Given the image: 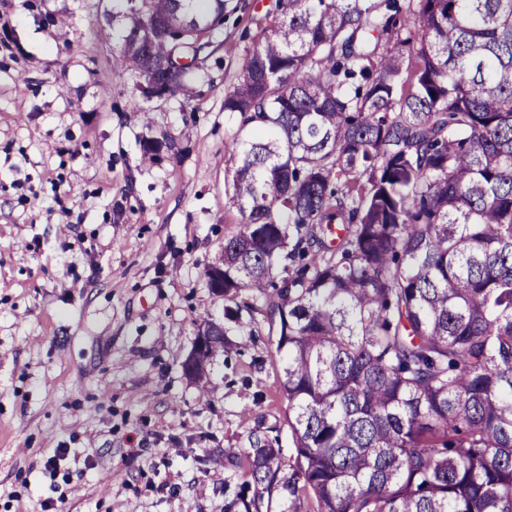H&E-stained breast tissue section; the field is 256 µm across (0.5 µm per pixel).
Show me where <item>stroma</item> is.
I'll list each match as a JSON object with an SVG mask.
<instances>
[{"label":"stroma","instance_id":"stroma-1","mask_svg":"<svg viewBox=\"0 0 512 512\" xmlns=\"http://www.w3.org/2000/svg\"><path fill=\"white\" fill-rule=\"evenodd\" d=\"M237 2L185 94L147 101L111 0H0V512H224L225 449L292 448L267 320L242 336L204 276L240 220L224 92L273 0ZM145 136L184 150L142 161ZM206 318L226 336L198 384Z\"/></svg>","mask_w":512,"mask_h":512}]
</instances>
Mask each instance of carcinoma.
<instances>
[{
  "label": "carcinoma",
  "instance_id": "cac0c4a2",
  "mask_svg": "<svg viewBox=\"0 0 512 512\" xmlns=\"http://www.w3.org/2000/svg\"><path fill=\"white\" fill-rule=\"evenodd\" d=\"M193 2L117 12L147 100L224 28ZM224 111L241 222L206 278L265 310L293 444L224 449V512H512V0H275Z\"/></svg>",
  "mask_w": 512,
  "mask_h": 512
}]
</instances>
